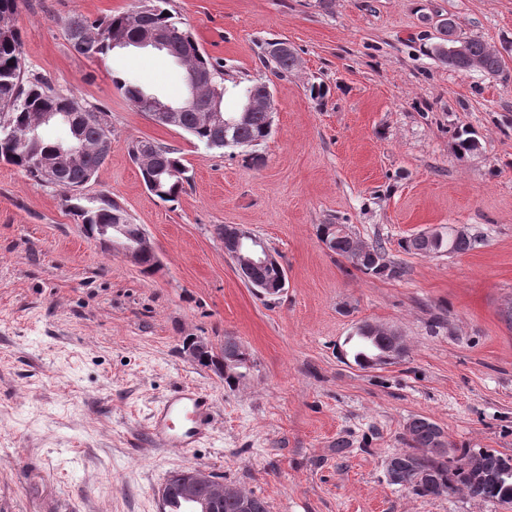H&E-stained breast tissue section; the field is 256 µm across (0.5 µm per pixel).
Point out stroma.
<instances>
[{
    "mask_svg": "<svg viewBox=\"0 0 512 512\" xmlns=\"http://www.w3.org/2000/svg\"><path fill=\"white\" fill-rule=\"evenodd\" d=\"M135 3L23 0L17 16L28 69L109 115L112 153L84 196L118 200L160 266L146 272L88 238L55 188L0 162V512H160L167 479L191 466L269 512H512L463 493L420 497L386 476L416 417L451 447L512 456V0H169L223 62L226 110L237 83H268L272 134L251 150L206 148L116 89L117 75L179 102L183 71L165 54L91 59L67 44L68 16ZM448 16L500 51L505 71L462 74L429 55ZM273 39L298 58L287 76L259 61ZM464 129L477 151L456 150ZM134 139L178 149L189 181L175 201L147 191ZM220 224L266 241L286 270L281 296L246 285ZM324 224L382 241L402 275L356 269L325 247ZM451 224L476 236L473 249L401 246ZM365 322L395 329L404 356L368 369L343 356ZM228 336L251 353L232 386L184 350L199 337L219 351ZM180 385L213 401L209 433L188 451L149 429Z\"/></svg>",
    "mask_w": 512,
    "mask_h": 512,
    "instance_id": "35a3bbf8",
    "label": "stroma"
}]
</instances>
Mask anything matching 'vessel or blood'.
Returning <instances> with one entry per match:
<instances>
[{
  "label": "vessel or blood",
  "instance_id": "obj_1",
  "mask_svg": "<svg viewBox=\"0 0 512 512\" xmlns=\"http://www.w3.org/2000/svg\"><path fill=\"white\" fill-rule=\"evenodd\" d=\"M212 409L208 394L194 387H181L155 410L151 433L177 448L195 447L211 424Z\"/></svg>",
  "mask_w": 512,
  "mask_h": 512
}]
</instances>
